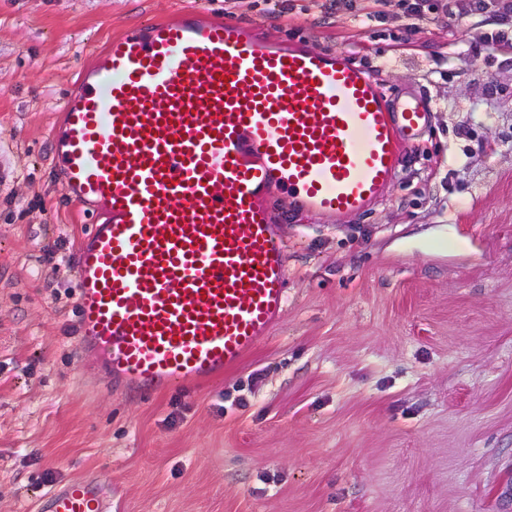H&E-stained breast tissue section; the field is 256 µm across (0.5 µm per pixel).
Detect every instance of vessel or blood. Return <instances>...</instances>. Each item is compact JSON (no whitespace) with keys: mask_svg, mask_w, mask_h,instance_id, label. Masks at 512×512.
<instances>
[{"mask_svg":"<svg viewBox=\"0 0 512 512\" xmlns=\"http://www.w3.org/2000/svg\"><path fill=\"white\" fill-rule=\"evenodd\" d=\"M54 160L93 222L75 250L79 344L146 392L238 365L287 302L271 191L329 219L364 212L428 130L424 95L390 103L343 52L287 48L250 25L127 27L70 91ZM78 478L44 512H108Z\"/></svg>","mask_w":512,"mask_h":512,"instance_id":"obj_1","label":"vessel or blood"}]
</instances>
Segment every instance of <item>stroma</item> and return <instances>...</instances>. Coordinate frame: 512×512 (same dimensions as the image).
<instances>
[{
  "label": "stroma",
  "mask_w": 512,
  "mask_h": 512,
  "mask_svg": "<svg viewBox=\"0 0 512 512\" xmlns=\"http://www.w3.org/2000/svg\"><path fill=\"white\" fill-rule=\"evenodd\" d=\"M501 0L411 22L398 0H0V512L91 476L110 512H512V39ZM186 9L343 50L433 119L399 175L336 223L272 201L287 303L204 384L113 390L77 346L52 133L79 70ZM467 246L450 252L449 236Z\"/></svg>",
  "instance_id": "35a3bbf8"
}]
</instances>
